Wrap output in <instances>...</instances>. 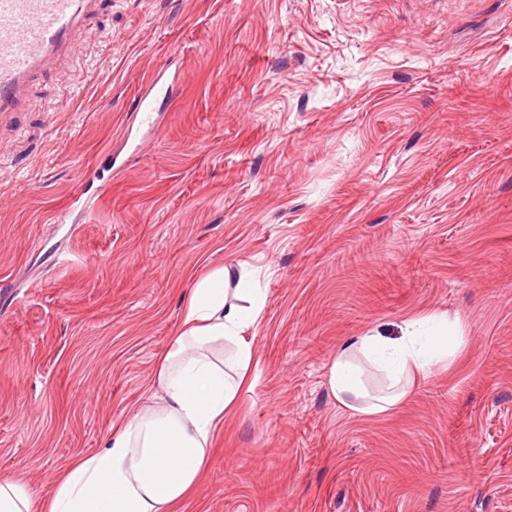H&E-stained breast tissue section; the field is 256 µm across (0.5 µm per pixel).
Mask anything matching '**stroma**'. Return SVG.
I'll return each instance as SVG.
<instances>
[{
	"mask_svg": "<svg viewBox=\"0 0 512 512\" xmlns=\"http://www.w3.org/2000/svg\"><path fill=\"white\" fill-rule=\"evenodd\" d=\"M84 25L0 122V477L48 496L145 402L196 277L243 263L254 365L181 512H512V0H101ZM162 70L178 95L129 155ZM429 314L463 326L454 364L388 415L337 404L343 339Z\"/></svg>",
	"mask_w": 512,
	"mask_h": 512,
	"instance_id": "35a3bbf8",
	"label": "stroma"
}]
</instances>
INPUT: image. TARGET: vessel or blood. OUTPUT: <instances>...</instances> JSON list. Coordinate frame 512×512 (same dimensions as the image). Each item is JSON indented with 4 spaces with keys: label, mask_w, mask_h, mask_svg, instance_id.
Segmentation results:
<instances>
[{
    "label": "vessel or blood",
    "mask_w": 512,
    "mask_h": 512,
    "mask_svg": "<svg viewBox=\"0 0 512 512\" xmlns=\"http://www.w3.org/2000/svg\"><path fill=\"white\" fill-rule=\"evenodd\" d=\"M99 0H0V118L16 111L26 89L58 54L75 50L82 18ZM174 82L153 78L138 99L151 121L160 100L174 95Z\"/></svg>",
    "instance_id": "1"
}]
</instances>
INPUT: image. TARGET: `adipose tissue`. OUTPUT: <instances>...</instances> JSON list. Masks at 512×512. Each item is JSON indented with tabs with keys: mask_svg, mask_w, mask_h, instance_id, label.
<instances>
[{
	"mask_svg": "<svg viewBox=\"0 0 512 512\" xmlns=\"http://www.w3.org/2000/svg\"><path fill=\"white\" fill-rule=\"evenodd\" d=\"M265 304L250 270L223 264L197 278L146 404L97 453L74 461L48 498L0 478V512H172L195 489L239 399L254 360L244 332ZM466 341L459 322L446 318L409 322L397 338L370 330L337 346L327 383L345 409L383 415L405 401L414 377L449 365Z\"/></svg>",
	"mask_w": 512,
	"mask_h": 512,
	"instance_id": "ef3b65f1",
	"label": "adipose tissue"
}]
</instances>
